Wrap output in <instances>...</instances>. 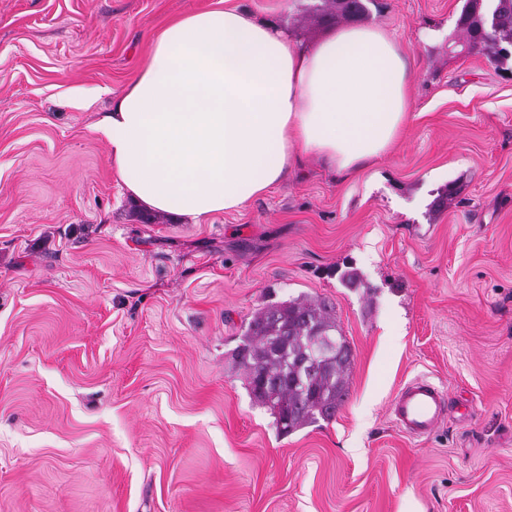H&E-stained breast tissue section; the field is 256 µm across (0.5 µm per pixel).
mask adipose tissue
Wrapping results in <instances>:
<instances>
[{
  "instance_id": "obj_1",
  "label": "adipose tissue",
  "mask_w": 512,
  "mask_h": 512,
  "mask_svg": "<svg viewBox=\"0 0 512 512\" xmlns=\"http://www.w3.org/2000/svg\"><path fill=\"white\" fill-rule=\"evenodd\" d=\"M407 48L378 26L310 49L235 5L184 15L154 38L99 130L129 197L197 224L282 183L305 154L354 175L410 120Z\"/></svg>"
}]
</instances>
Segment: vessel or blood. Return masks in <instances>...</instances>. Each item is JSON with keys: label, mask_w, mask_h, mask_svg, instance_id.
I'll return each instance as SVG.
<instances>
[{"label": "vessel or blood", "mask_w": 512, "mask_h": 512, "mask_svg": "<svg viewBox=\"0 0 512 512\" xmlns=\"http://www.w3.org/2000/svg\"><path fill=\"white\" fill-rule=\"evenodd\" d=\"M445 401L440 387L418 377L398 391L389 411L403 434L419 438L431 434L439 425L445 413Z\"/></svg>", "instance_id": "b4317fda"}]
</instances>
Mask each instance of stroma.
Listing matches in <instances>:
<instances>
[{"mask_svg":"<svg viewBox=\"0 0 512 512\" xmlns=\"http://www.w3.org/2000/svg\"><path fill=\"white\" fill-rule=\"evenodd\" d=\"M234 2L305 48L329 30ZM223 4L0 0V512H512V61L455 52L464 0H369L413 60L388 157L143 222L98 124L156 32ZM296 298L353 360L335 418L283 436L234 350ZM419 376L449 407L411 438L388 409Z\"/></svg>","mask_w":512,"mask_h":512,"instance_id":"1","label":"stroma"}]
</instances>
